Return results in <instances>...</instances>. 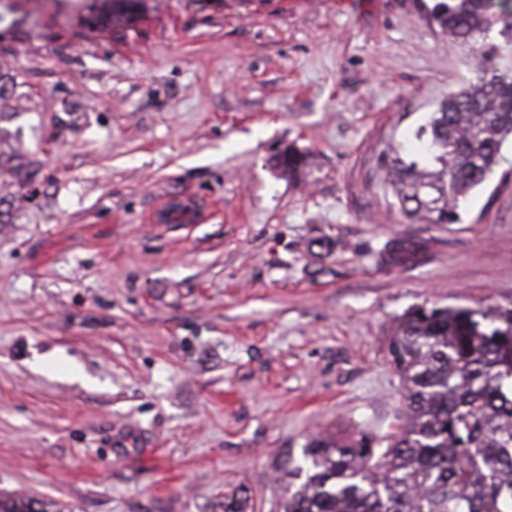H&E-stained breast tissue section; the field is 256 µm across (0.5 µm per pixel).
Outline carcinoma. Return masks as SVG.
<instances>
[{"label": "carcinoma", "mask_w": 512, "mask_h": 512, "mask_svg": "<svg viewBox=\"0 0 512 512\" xmlns=\"http://www.w3.org/2000/svg\"><path fill=\"white\" fill-rule=\"evenodd\" d=\"M512 0H437L431 23L459 46L479 49L474 78L441 100L409 137L388 143L378 168L402 214L452 224L472 191L502 159L512 137V72L496 63L512 42ZM142 0H103L95 21L125 30ZM0 52V113L17 116L32 100ZM276 166L290 178L309 166L288 149ZM37 165L0 150V189L34 182ZM391 261L413 255L402 240ZM388 355L406 412L383 448L367 435H320L288 468L283 512H512V308L416 306L397 318ZM0 512H46L40 501L0 499Z\"/></svg>", "instance_id": "carcinoma-1"}]
</instances>
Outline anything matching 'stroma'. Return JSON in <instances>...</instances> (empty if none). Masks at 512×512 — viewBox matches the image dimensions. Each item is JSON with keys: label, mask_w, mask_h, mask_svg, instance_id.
Here are the masks:
<instances>
[{"label": "stroma", "mask_w": 512, "mask_h": 512, "mask_svg": "<svg viewBox=\"0 0 512 512\" xmlns=\"http://www.w3.org/2000/svg\"><path fill=\"white\" fill-rule=\"evenodd\" d=\"M433 3L144 0L121 38L85 25L101 0H0L36 92L0 134L39 164L0 224L1 496L280 512L313 437L404 414L396 317L512 306V142L453 224L406 218L376 169L473 76ZM290 146L299 183L273 167ZM185 194L205 220L147 223Z\"/></svg>", "instance_id": "35a3bbf8"}]
</instances>
